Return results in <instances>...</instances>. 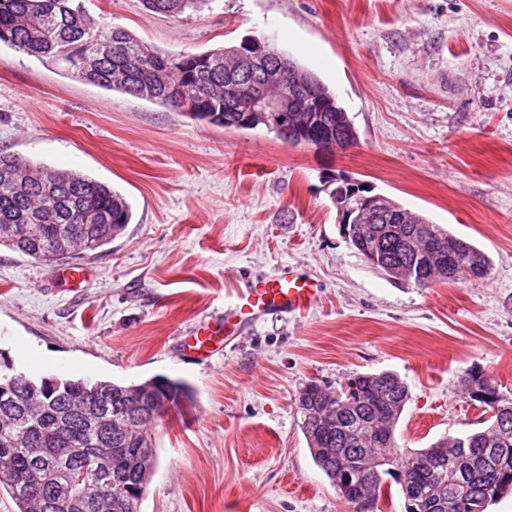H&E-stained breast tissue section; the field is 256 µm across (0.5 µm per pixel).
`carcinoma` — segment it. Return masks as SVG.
<instances>
[{
  "label": "carcinoma",
  "mask_w": 512,
  "mask_h": 512,
  "mask_svg": "<svg viewBox=\"0 0 512 512\" xmlns=\"http://www.w3.org/2000/svg\"><path fill=\"white\" fill-rule=\"evenodd\" d=\"M74 0H0V43L28 55L65 63L71 76L181 111L179 96L194 100L189 117L242 128L224 111V80L240 73L236 46L165 56L122 28L105 29ZM212 0H142L145 10L179 16ZM293 75L311 80L326 111L288 113L301 124L316 115L331 129L347 127L346 110L314 73L293 63ZM403 222L381 218L351 229L350 243L373 267L418 287L485 278L487 255L473 244L396 204ZM131 206L112 187L69 171L37 166L0 152V245L44 262L74 250L95 251L121 234ZM461 391L490 413L486 426L444 436L428 448H405L397 427L410 401L408 384L391 372L357 374L341 390L315 381L296 397L300 428L315 465L343 498L353 492L378 502L382 475L393 476L405 512H485L500 484L512 480V400L479 372L461 379ZM194 399L180 378L155 376L138 384L86 378L0 374V489L18 512H105L92 503L124 498L112 512H140L155 464L154 432L171 408ZM58 448H82L56 460ZM112 449L106 476L90 453ZM78 496L55 506L54 491L70 478Z\"/></svg>",
  "instance_id": "cac0c4a2"
}]
</instances>
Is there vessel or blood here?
<instances>
[{
  "label": "vessel or blood",
  "instance_id": "b4317fda",
  "mask_svg": "<svg viewBox=\"0 0 512 512\" xmlns=\"http://www.w3.org/2000/svg\"><path fill=\"white\" fill-rule=\"evenodd\" d=\"M318 284L307 277L280 272L253 282L223 317L211 318L184 340L188 351L211 350L217 342L239 339L255 322L269 315H295L306 312L319 300Z\"/></svg>",
  "mask_w": 512,
  "mask_h": 512
}]
</instances>
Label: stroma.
I'll return each instance as SVG.
<instances>
[{
    "mask_svg": "<svg viewBox=\"0 0 512 512\" xmlns=\"http://www.w3.org/2000/svg\"><path fill=\"white\" fill-rule=\"evenodd\" d=\"M160 53L256 39L314 72L357 143L327 157L265 127L224 128L73 78L0 43V152L125 195L109 245L47 264L0 245V364L43 377L197 391L155 431L140 512H355L314 464L295 399L392 372L411 400L399 442L480 428L468 372L512 399V0H213L176 17L141 0H80ZM373 186L490 260L486 279L426 288L369 265L339 224L328 177ZM90 273L81 287L61 266ZM318 281L320 303L267 316L212 354L183 339L252 281Z\"/></svg>",
    "mask_w": 512,
    "mask_h": 512,
    "instance_id": "35a3bbf8",
    "label": "stroma"
}]
</instances>
